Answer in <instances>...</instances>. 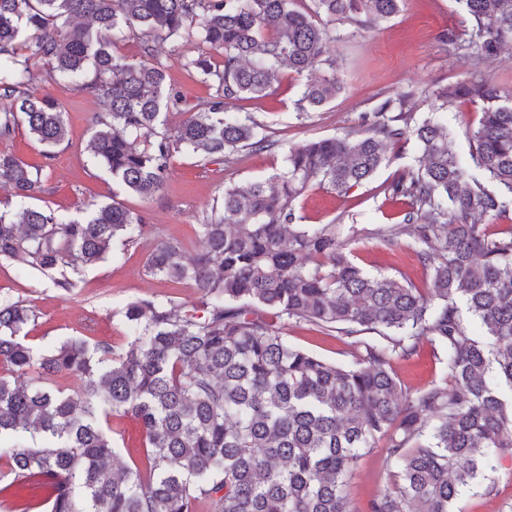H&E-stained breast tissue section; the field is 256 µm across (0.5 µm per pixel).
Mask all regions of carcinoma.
<instances>
[{
	"mask_svg": "<svg viewBox=\"0 0 512 512\" xmlns=\"http://www.w3.org/2000/svg\"><path fill=\"white\" fill-rule=\"evenodd\" d=\"M403 0H0V143L24 125L52 147L65 139V113L32 90L30 60L48 82L95 99L89 149L127 191L154 197L175 153L203 165L279 146L250 114L229 111L269 94L286 66L306 77L294 108L317 112L343 89L326 55L327 22L363 27L395 16ZM462 36L486 58L512 43V0H457ZM193 35L187 61L213 93L176 128L163 108L182 102L166 89L157 42ZM139 40L140 56H117L111 38ZM481 107L471 162L454 154L448 128L407 109L409 95L385 96L341 134L289 147L287 166L262 180L224 186L223 210L198 225L189 257L160 240L146 272L190 282L196 303L138 298L121 311L124 348L65 337L37 351L24 329L34 317L0 299V461L13 475L14 512H357L351 472L368 448L386 449L394 481L366 512H452L462 488L484 476L493 449L512 448V225L484 217L512 213V91L476 76L435 93ZM414 143L418 167L382 185L401 205L384 235L413 240L430 270L425 288L366 272L339 224H299L294 201L316 182L340 196L389 163L387 148ZM493 184L473 178L470 167ZM0 185L20 201L41 191V170L0 150ZM143 216L92 203L77 219L24 207L0 211V260L39 273L65 291L71 274L103 261L116 243H138ZM484 327L469 330L457 301ZM290 323L339 330L348 363L288 341ZM423 344L444 355V373L419 390L402 387L393 361ZM74 380L71 394L44 377ZM135 417L144 458L114 465L109 414Z\"/></svg>",
	"mask_w": 512,
	"mask_h": 512,
	"instance_id": "1",
	"label": "carcinoma"
}]
</instances>
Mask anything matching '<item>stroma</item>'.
I'll use <instances>...</instances> for the list:
<instances>
[{"label": "stroma", "instance_id": "obj_1", "mask_svg": "<svg viewBox=\"0 0 512 512\" xmlns=\"http://www.w3.org/2000/svg\"><path fill=\"white\" fill-rule=\"evenodd\" d=\"M463 22L456 0H404L395 17L372 28H361L348 20L330 23L333 40L327 53L339 61L338 75L344 83V91L335 101L310 116L299 115L293 101L304 80L283 71L273 94L237 104L239 111L251 113L274 131L280 141L278 148L260 154L244 152L231 166L205 168L191 153L177 152L163 188L149 200L113 182L88 152L91 119L96 111L94 99L74 93L65 85L46 82L43 63L33 61V88L59 102L67 116V135L48 149L22 126L6 145L19 159L42 169L44 189L32 199V206L76 217L90 202L114 201L141 213L148 231L139 244L114 245L112 258L73 274L74 286L67 292L38 274L20 277L12 264L0 261V299L27 301L35 311L34 321L27 326L29 343L46 349L62 337L73 336L106 340L119 349L129 334L120 315L128 302L141 297L177 304L198 301L200 294L190 283L146 273V259L157 242L176 239L188 252H195L198 226L206 212L221 208L226 184L262 179L283 169L290 146L340 134L357 123L360 113L372 108L378 94L410 93L409 106L416 118L437 113L448 127L451 149L469 157L473 150L471 134L481 119L479 106L461 100L438 113L434 110V93L470 79L477 70L512 89V48L486 60L478 47L459 52L443 44L441 32L462 29ZM198 50L194 37L164 41L159 48L168 85L180 91L190 106L210 93L200 76L186 67ZM416 155L414 145H407L399 157L347 198L310 184L294 203L296 213L305 224L351 225L352 253L367 272L402 275L417 287H425L430 272L418 262L412 249L404 243L389 248L381 242L383 231L397 221L395 207L384 195L382 185L397 171L412 166ZM287 333L292 344L321 358L332 362L349 359L342 333H323L303 323L289 326ZM393 367L402 386L414 390L426 387L443 373L438 355L427 345L411 359L395 361ZM109 424L118 444L117 463L130 466L139 462L145 449L138 422L114 416ZM392 471L384 448L365 451L348 482L349 497L358 512H364L368 501L391 482ZM454 508L456 512H512V455H491L485 479L463 489Z\"/></svg>", "mask_w": 512, "mask_h": 512}]
</instances>
